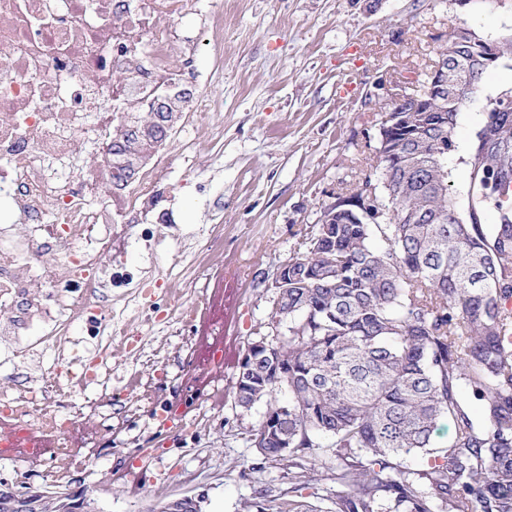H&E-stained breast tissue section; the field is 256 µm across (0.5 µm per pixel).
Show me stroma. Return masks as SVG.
<instances>
[{
  "label": "stroma",
  "mask_w": 512,
  "mask_h": 512,
  "mask_svg": "<svg viewBox=\"0 0 512 512\" xmlns=\"http://www.w3.org/2000/svg\"><path fill=\"white\" fill-rule=\"evenodd\" d=\"M224 57L209 46L187 54L172 46V63L194 93L209 97L204 126L170 140L171 169L160 186L170 223L154 225L169 248L159 256L133 244L128 267L152 271L158 321L130 353L108 355L112 423L91 422L90 436L110 451L65 485L22 474L38 469L23 454L0 458V484L18 492H62L93 512H151L158 500L189 495L201 512H275L288 491L285 466L265 462L250 431L267 406L240 408L233 396L238 364L192 365L204 340L198 323H179L170 292L183 282L174 237L194 243L199 230L223 225L224 241L209 254L198 281L230 290L236 356L269 336L266 283L293 254L304 225L376 161L379 117L399 95L423 87L438 50L457 27L482 37L512 34V0H223ZM190 152H183V139ZM157 401L173 399L197 425L160 423L134 411L131 374ZM224 406L203 412L213 388Z\"/></svg>",
  "instance_id": "35a3bbf8"
}]
</instances>
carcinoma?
<instances>
[{
  "label": "carcinoma",
  "instance_id": "cac0c4a2",
  "mask_svg": "<svg viewBox=\"0 0 512 512\" xmlns=\"http://www.w3.org/2000/svg\"><path fill=\"white\" fill-rule=\"evenodd\" d=\"M477 75L447 123L405 163L379 156L352 193L376 186L375 224H338L331 205L301 231L288 284L273 290L269 340L248 343L237 405L267 404L252 429L265 459L288 462L291 489L278 512H314L297 491L336 484L326 512H512V111L482 105L465 156L463 199L450 192L460 112L477 101ZM413 136L426 113L402 112ZM152 117L125 132L149 154ZM453 437L433 446L437 423ZM329 448L332 462L308 460ZM422 456L412 469L406 460ZM64 494L36 492L25 512H62Z\"/></svg>",
  "mask_w": 512,
  "mask_h": 512
}]
</instances>
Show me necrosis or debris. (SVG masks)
Returning <instances> with one entry per match:
<instances>
[{"mask_svg":"<svg viewBox=\"0 0 512 512\" xmlns=\"http://www.w3.org/2000/svg\"><path fill=\"white\" fill-rule=\"evenodd\" d=\"M195 0H0V341L24 337V352L79 365L75 381L48 368L25 388L0 382V454L13 451L17 426L32 434L29 455L48 457L58 483L89 465L88 418L112 404L104 357L112 339L144 310L152 279L125 266L102 267L103 253L130 242L157 250L152 231L164 216L156 187L170 168L157 145L150 161L124 177L107 147L113 130L162 95L181 90L170 60L172 21ZM84 143L88 154L78 152ZM111 199L98 206L101 195ZM28 224L17 233L12 214ZM69 269L67 277L57 267ZM123 301L106 310V292ZM99 386L78 402L76 387Z\"/></svg>","mask_w":512,"mask_h":512,"instance_id":"obj_1","label":"necrosis or debris"}]
</instances>
